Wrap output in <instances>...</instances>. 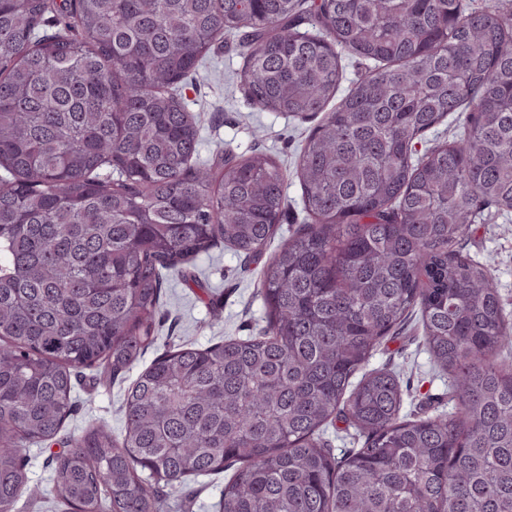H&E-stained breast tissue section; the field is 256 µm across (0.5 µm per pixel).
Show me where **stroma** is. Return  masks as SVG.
<instances>
[{
	"instance_id": "35a3bbf8",
	"label": "stroma",
	"mask_w": 512,
	"mask_h": 512,
	"mask_svg": "<svg viewBox=\"0 0 512 512\" xmlns=\"http://www.w3.org/2000/svg\"><path fill=\"white\" fill-rule=\"evenodd\" d=\"M242 65L237 38L228 35L212 48L203 67L183 83L181 93L199 125V156L209 158L219 146L245 156L257 149L266 151L290 174L288 206L275 237L260 257L248 261L221 245L199 256L189 272L209 282V293L188 287L180 275H165L158 340L143 358L147 364L168 348H205L230 336L257 335L266 325L259 290L263 269L275 251L307 221L300 185L292 172L312 123L253 105L236 78ZM460 247L489 265L495 288L512 310V216L485 213L471 225ZM369 366L399 375L404 390L403 412L408 417L453 413L448 376L435 368L426 350L419 314L410 316L398 338L382 342ZM137 375L133 369L109 380L100 378L96 370H82L75 387L76 409L65 423L66 430L78 433L104 422L113 434H120L124 397ZM48 456V449H27L31 490L19 498L13 512H63L54 497ZM223 489L224 476L219 473L167 488L165 497L170 512H216Z\"/></svg>"
}]
</instances>
